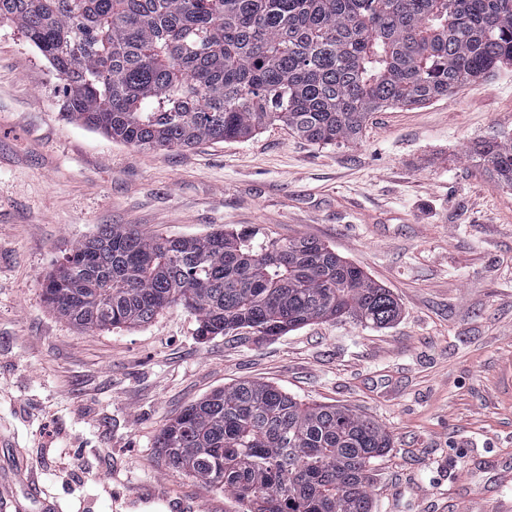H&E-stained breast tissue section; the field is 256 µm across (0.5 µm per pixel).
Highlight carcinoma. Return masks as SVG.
<instances>
[{"mask_svg":"<svg viewBox=\"0 0 512 512\" xmlns=\"http://www.w3.org/2000/svg\"><path fill=\"white\" fill-rule=\"evenodd\" d=\"M65 83L84 127L142 149L249 138L281 122L318 146L357 141L369 115L425 104L512 66V0H0ZM512 188V140L471 148ZM82 330L134 328L172 306L202 336L263 341L327 320L386 327L392 292L314 238L233 230L146 236L112 224L47 278ZM389 432L351 409L253 381L188 405L161 430L165 463L246 512H372Z\"/></svg>","mask_w":512,"mask_h":512,"instance_id":"obj_1","label":"carcinoma"}]
</instances>
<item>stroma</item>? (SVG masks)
I'll return each mask as SVG.
<instances>
[{
	"label": "stroma",
	"mask_w": 512,
	"mask_h": 512,
	"mask_svg": "<svg viewBox=\"0 0 512 512\" xmlns=\"http://www.w3.org/2000/svg\"><path fill=\"white\" fill-rule=\"evenodd\" d=\"M64 83L0 23V469L30 468L25 512H242L168 467L159 431L241 381L371 417L392 446L372 466V512H512V189L470 151L512 137V69L418 107L372 113L321 147L274 124L233 142L138 150L63 112ZM108 224L202 238L218 229L316 238L389 288L385 328L316 322L269 340L200 336L164 310L87 333L46 304L71 245ZM37 495H29V487Z\"/></svg>",
	"instance_id": "obj_1"
}]
</instances>
